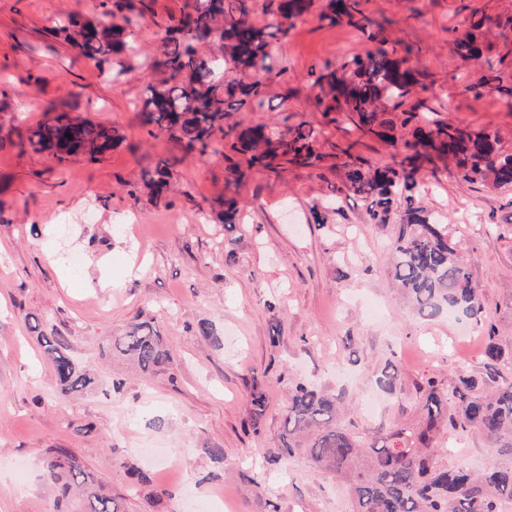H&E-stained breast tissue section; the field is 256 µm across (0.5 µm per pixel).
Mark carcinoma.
Wrapping results in <instances>:
<instances>
[{
  "mask_svg": "<svg viewBox=\"0 0 512 512\" xmlns=\"http://www.w3.org/2000/svg\"><path fill=\"white\" fill-rule=\"evenodd\" d=\"M100 17L68 16L55 33L77 54L103 63L112 56L137 51L136 27L150 10L145 0H109ZM252 0H185L178 20L157 24L162 56L152 62L161 77L148 86L138 109L143 124L181 144L186 154L204 155L215 134L224 141L226 182L237 184L246 169L260 166L275 172L284 165L316 169L336 160L345 182L337 189L370 200L375 224H397L389 244L390 275L419 315L432 319L444 311L480 319L483 305L442 216L427 208L420 195L421 170L433 158L455 163L461 178L480 180L495 189H512V154L502 152L499 135L436 122L420 103L403 108L418 82L410 64L411 50L400 55L385 27L368 18L362 0H325L318 20L329 26L347 24L367 35L375 48L336 64L326 60L309 71L318 89L317 105L328 116L343 114L364 135L401 152L390 166L372 167L352 153V145L324 153L313 126L301 120L287 133L273 136L267 125L239 130L226 118L234 105L251 101L263 108L266 80L280 75L274 46L288 36L297 19L311 14L315 0H264L261 23L252 20ZM491 19L470 23L456 38V53L492 71L494 59L483 45ZM54 117L28 131L27 143L62 163L86 156L91 162L117 147L124 136L114 127L76 115L64 100L48 104ZM177 157H161L143 170L140 191L160 198L176 175ZM218 223L235 224L241 207L234 198L219 202ZM53 361L60 395L66 399L91 389L95 378L66 355L63 336H36ZM108 350L125 356L143 373H155L169 361V350L149 320L133 324L112 337ZM485 378L458 375L444 390L428 382L422 394V416L413 425H397L365 438L338 424L343 402L297 382L289 391L284 430L270 461L304 454L314 467L347 479L353 512H501L512 502V374L500 368L504 349L495 326L488 328ZM252 420L263 416L267 396L255 385L249 396ZM480 432L496 460L492 467L471 474L443 464L436 453L443 430ZM44 475L62 507L78 494L80 512H123L120 502L86 472L84 463L65 448H55L45 460Z\"/></svg>",
  "mask_w": 512,
  "mask_h": 512,
  "instance_id": "carcinoma-1",
  "label": "carcinoma"
}]
</instances>
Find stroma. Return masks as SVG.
<instances>
[{
    "label": "stroma",
    "instance_id": "1",
    "mask_svg": "<svg viewBox=\"0 0 512 512\" xmlns=\"http://www.w3.org/2000/svg\"><path fill=\"white\" fill-rule=\"evenodd\" d=\"M101 0H0V512H57L42 475L50 449L66 448L118 496L124 512H351L348 487L313 471L304 456L273 465L268 454L284 421L289 385L305 382L342 397V425L374 435L420 418L417 388H449L459 373L482 377L488 324H495L512 371V193L468 183L447 162L423 168V201L443 215L482 292L481 320L421 319L389 274L397 225L371 223L364 201L342 199L316 223L313 208L345 180L320 168L255 167L239 184L224 179L222 155L182 156L166 136H150L136 107L161 52L155 19L180 17L184 0H154L136 29L138 54L99 64L77 56L51 30L67 13L101 15ZM387 21L398 48L412 47L420 74L412 100L435 120L499 132L512 153V107L479 84L455 38L472 18L512 21V0H363ZM366 35L314 17L296 20L277 43L284 72L267 81L264 108L241 105V127L276 125L295 114L323 146L351 144L371 166L392 162L378 139L329 122L309 83L312 65L344 62L374 49ZM68 100L123 142L100 161L57 163L5 142ZM181 157L174 190L160 200L131 198L130 185L160 157ZM236 198L240 224L216 223L218 199ZM87 215L85 223L76 218ZM137 215L131 233L121 226ZM76 252L79 268L59 253ZM151 319L171 354L142 375L105 355L108 339ZM68 341V354L92 370L95 391L68 400L31 332L33 324ZM212 326L215 338L202 336ZM395 374L391 392L378 385ZM268 407L251 421L249 393ZM440 459L479 471L493 450L477 432L447 431ZM223 451L214 459L212 449ZM144 472L141 483L133 471Z\"/></svg>",
    "mask_w": 512,
    "mask_h": 512
}]
</instances>
